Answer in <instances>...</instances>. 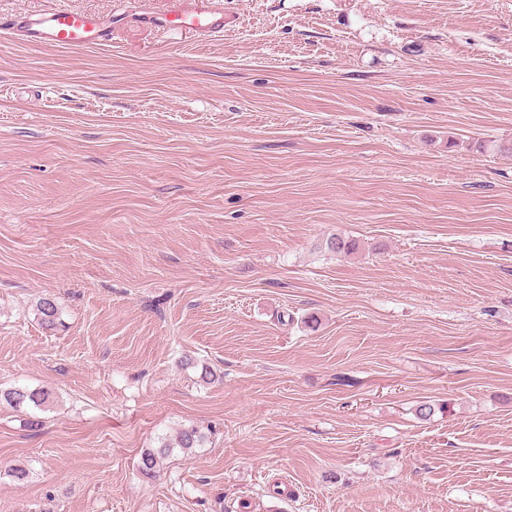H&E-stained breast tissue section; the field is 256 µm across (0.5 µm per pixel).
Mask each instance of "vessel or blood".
<instances>
[{
	"label": "vessel or blood",
	"mask_w": 512,
	"mask_h": 512,
	"mask_svg": "<svg viewBox=\"0 0 512 512\" xmlns=\"http://www.w3.org/2000/svg\"><path fill=\"white\" fill-rule=\"evenodd\" d=\"M126 8H119L115 17H102L78 12L63 5L39 13H22L14 19L0 21V33L13 32L26 42L44 47L82 48L103 44L112 38L114 18L128 17ZM145 24L179 31L208 35L223 31L228 24L216 0H165L163 10L144 7Z\"/></svg>",
	"instance_id": "vessel-or-blood-1"
}]
</instances>
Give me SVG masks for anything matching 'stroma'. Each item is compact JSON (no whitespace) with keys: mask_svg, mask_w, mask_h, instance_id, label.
Returning <instances> with one entry per match:
<instances>
[{"mask_svg":"<svg viewBox=\"0 0 512 512\" xmlns=\"http://www.w3.org/2000/svg\"><path fill=\"white\" fill-rule=\"evenodd\" d=\"M221 3L0 37V512H512V0ZM165 8L154 10L152 2H138L143 7L139 16L145 24L179 31H190L197 35L223 32L228 24L224 9L217 7L216 0H164ZM34 311L41 325L48 330H53L60 323L59 307L51 297L40 298L35 304ZM1 399L16 411L28 413L43 411L51 402V393L42 388L15 387L0 392ZM205 436L194 427L181 429L170 439H164L157 448H146L142 451L137 463L139 472L146 477H155L160 470L162 460L174 448H180L184 453L192 452L193 448H200Z\"/></svg>","mask_w":512,"mask_h":512,"instance_id":"obj_1","label":"stroma"}]
</instances>
